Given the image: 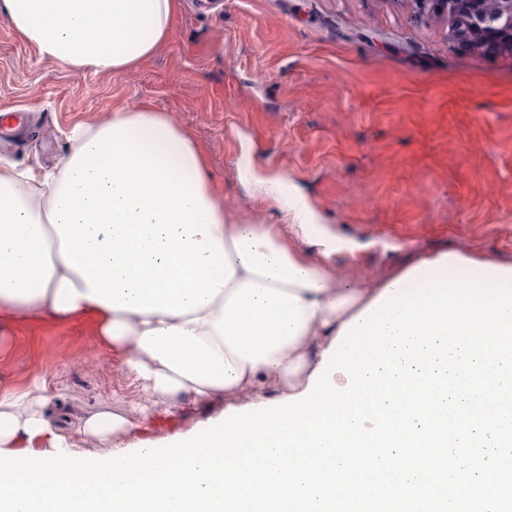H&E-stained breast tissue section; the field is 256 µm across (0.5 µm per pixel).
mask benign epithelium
I'll list each match as a JSON object with an SVG mask.
<instances>
[{
    "label": "benign epithelium",
    "mask_w": 512,
    "mask_h": 512,
    "mask_svg": "<svg viewBox=\"0 0 512 512\" xmlns=\"http://www.w3.org/2000/svg\"><path fill=\"white\" fill-rule=\"evenodd\" d=\"M420 21H450L449 39L481 58L512 55V0H409Z\"/></svg>",
    "instance_id": "benign-epithelium-1"
}]
</instances>
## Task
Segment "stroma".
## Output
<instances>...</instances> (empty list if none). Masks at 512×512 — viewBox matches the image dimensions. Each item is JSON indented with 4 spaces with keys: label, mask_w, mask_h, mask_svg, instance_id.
<instances>
[{
    "label": "stroma",
    "mask_w": 512,
    "mask_h": 512,
    "mask_svg": "<svg viewBox=\"0 0 512 512\" xmlns=\"http://www.w3.org/2000/svg\"><path fill=\"white\" fill-rule=\"evenodd\" d=\"M148 105L189 130L235 224H288L285 201L354 242L338 275L372 288L421 258L459 252L512 265V56L454 49L407 0H179L168 39L134 70L39 59L0 14V113L25 132L0 155L52 167L68 127ZM288 180V198L267 193ZM43 380L50 414L125 416L134 436L185 432L220 400L142 414L144 393L88 321L0 333V392Z\"/></svg>",
    "instance_id": "stroma-1"
}]
</instances>
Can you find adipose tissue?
Masks as SVG:
<instances>
[{
    "label": "adipose tissue",
    "mask_w": 512,
    "mask_h": 512,
    "mask_svg": "<svg viewBox=\"0 0 512 512\" xmlns=\"http://www.w3.org/2000/svg\"><path fill=\"white\" fill-rule=\"evenodd\" d=\"M177 0H0L39 59L71 70L126 72L165 42ZM54 169L0 158V319L92 321L153 405L182 395H299L340 330L387 290L340 280L337 240L311 255L307 224H232L191 135L149 107L74 124ZM471 259L427 256L399 273L463 280ZM45 382L0 395V448L82 434L116 451L127 420L47 415Z\"/></svg>",
    "instance_id": "obj_1"
}]
</instances>
